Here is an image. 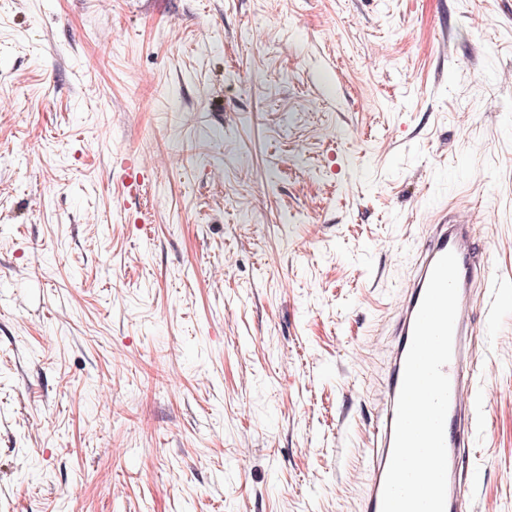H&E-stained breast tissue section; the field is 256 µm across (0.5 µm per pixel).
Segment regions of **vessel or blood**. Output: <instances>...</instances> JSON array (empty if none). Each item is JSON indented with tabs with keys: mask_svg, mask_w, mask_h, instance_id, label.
I'll use <instances>...</instances> for the list:
<instances>
[{
	"mask_svg": "<svg viewBox=\"0 0 512 512\" xmlns=\"http://www.w3.org/2000/svg\"><path fill=\"white\" fill-rule=\"evenodd\" d=\"M454 253L459 267L458 310L454 325L452 357L444 371L450 380V401L445 422L447 490L445 512H473L471 476L459 461L469 453L473 409L477 393L473 380L472 323L477 304L475 285L487 278L488 261L482 256L468 224L456 217L440 215L432 224L413 276L405 284L395 314L396 343L393 348L385 400L373 430L375 449L365 476L361 512H381L385 478L394 443L396 405L402 385L405 359L411 343L415 318L436 261Z\"/></svg>",
	"mask_w": 512,
	"mask_h": 512,
	"instance_id": "vessel-or-blood-1",
	"label": "vessel or blood"
}]
</instances>
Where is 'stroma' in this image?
Returning <instances> with one entry per match:
<instances>
[{
    "label": "stroma",
    "mask_w": 512,
    "mask_h": 512,
    "mask_svg": "<svg viewBox=\"0 0 512 512\" xmlns=\"http://www.w3.org/2000/svg\"><path fill=\"white\" fill-rule=\"evenodd\" d=\"M444 208L512 512V0H0V512H360Z\"/></svg>",
    "instance_id": "35a3bbf8"
}]
</instances>
